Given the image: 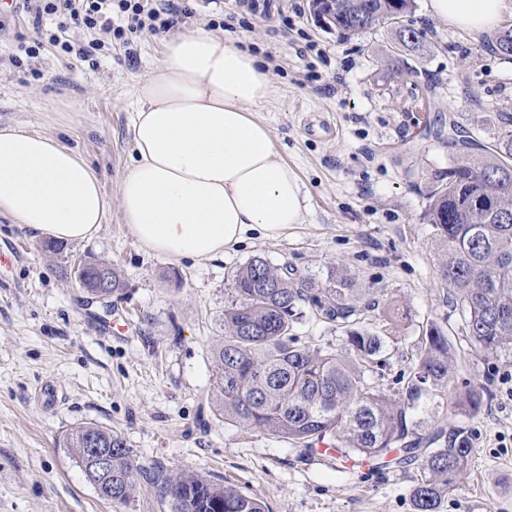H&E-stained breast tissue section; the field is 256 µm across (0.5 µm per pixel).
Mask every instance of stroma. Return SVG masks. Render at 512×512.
<instances>
[{
  "label": "stroma",
  "mask_w": 512,
  "mask_h": 512,
  "mask_svg": "<svg viewBox=\"0 0 512 512\" xmlns=\"http://www.w3.org/2000/svg\"><path fill=\"white\" fill-rule=\"evenodd\" d=\"M415 0L420 47L395 49L393 28L341 39L321 29L309 0H223L203 20L230 17L224 39L272 67L270 106L259 114L296 172L303 223L270 239L251 233L224 255L173 263L144 251L111 208L95 237L43 247L0 215V512H168L138 482L125 502L101 499L63 437L94 423L121 433L146 470H181L262 499L269 512H413L417 466L376 470L362 458L306 455L286 441L225 423L214 404L212 351L237 269L254 257L325 276L344 263L400 318L366 325L384 339L373 380L398 391L427 327L452 346V384L483 394L468 414L431 395L417 403L420 433L465 430L473 456L439 512H512V358L490 357L467 336L438 271L423 215L434 177L448 170L449 124L478 141L481 116L512 113V59ZM162 37L143 33L96 52V67L45 46L36 65L0 68V128L21 123L59 136L117 199L130 163L133 90L159 62ZM83 260L116 265L125 286L108 303L77 283ZM54 382L60 400L34 391Z\"/></svg>",
  "instance_id": "stroma-1"
}]
</instances>
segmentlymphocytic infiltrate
I'll use <instances>...</instances> for the list:
<instances>
[{
	"instance_id": "1",
	"label": "lymphocytic infiltrate",
	"mask_w": 512,
	"mask_h": 512,
	"mask_svg": "<svg viewBox=\"0 0 512 512\" xmlns=\"http://www.w3.org/2000/svg\"><path fill=\"white\" fill-rule=\"evenodd\" d=\"M16 11L31 18L37 31L24 57H9L10 65L36 59L44 45L64 57L90 60V47L105 48L107 39L127 34L160 35L188 23L197 14L188 0H17Z\"/></svg>"
}]
</instances>
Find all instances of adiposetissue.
Returning <instances> with one entry per match:
<instances>
[{
    "mask_svg": "<svg viewBox=\"0 0 512 512\" xmlns=\"http://www.w3.org/2000/svg\"><path fill=\"white\" fill-rule=\"evenodd\" d=\"M434 17L473 35L492 30L506 0H430ZM260 56L205 26L164 44L136 86L131 164L118 204L130 235L172 262L223 255L249 233L283 235L304 220L295 172L258 112L272 97ZM100 177L56 136L0 128V214L47 238L80 243L103 224Z\"/></svg>",
    "mask_w": 512,
    "mask_h": 512,
    "instance_id": "obj_1",
    "label": "adipose tissue"
}]
</instances>
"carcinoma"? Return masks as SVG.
I'll return each mask as SVG.
<instances>
[{
	"label": "carcinoma",
	"instance_id": "1",
	"mask_svg": "<svg viewBox=\"0 0 512 512\" xmlns=\"http://www.w3.org/2000/svg\"><path fill=\"white\" fill-rule=\"evenodd\" d=\"M414 0H343L327 19L325 31L358 36L381 25L395 29L403 46L420 45L422 32L398 19ZM495 51L512 56V27L496 37ZM492 141L481 156L467 152L450 125L448 139L460 150L448 159V181L435 180L424 220L440 248L442 281L450 288L463 327L488 356L512 355V114L493 117ZM112 279V293L124 287L114 265L90 262ZM231 298L224 305V337L213 351L216 396L224 422L315 451L329 442L376 464L391 458L397 465L420 461L421 478L411 492L414 512H438L442 499L457 488L474 448L469 436H448L441 427L427 435L416 431L410 411L423 393L448 392L452 379L448 338L436 327L426 330L416 357L399 382V395L386 393L370 374L386 366L383 340L364 326L379 303L359 276L341 263L326 277L304 275L257 257L233 275ZM307 318L346 335L345 345L299 344L295 326ZM479 392L455 395L456 407L476 411ZM93 435L112 452V468L96 471L85 448ZM64 447L81 465L86 480L112 500L125 502L142 474L125 438L93 423L70 432ZM169 512H268L267 505L233 487L191 472L159 471L149 478Z\"/></svg>",
	"mask_w": 512,
	"mask_h": 512
}]
</instances>
